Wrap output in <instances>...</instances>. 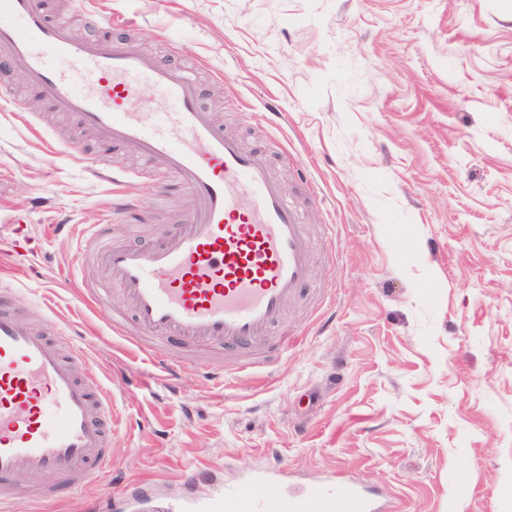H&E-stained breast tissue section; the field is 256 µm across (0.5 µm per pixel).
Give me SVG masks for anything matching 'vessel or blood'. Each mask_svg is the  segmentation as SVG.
<instances>
[{
	"mask_svg": "<svg viewBox=\"0 0 512 512\" xmlns=\"http://www.w3.org/2000/svg\"><path fill=\"white\" fill-rule=\"evenodd\" d=\"M16 17L21 27L4 24ZM0 51L22 62L28 85L58 112L74 114L105 147L118 146L173 174L195 206L188 221L145 249L113 243L104 224L77 231V270L105 267L135 313L143 348L175 367L171 346L246 355L263 350L287 302L311 272L305 225L265 155L245 150L198 104L194 79L154 63L108 34L78 41L49 21L43 0H0ZM168 106L132 108L143 87ZM0 289V512L19 493L17 475L41 482L35 500L77 488L91 467L111 464L112 396L82 379L63 333L18 311ZM262 472L225 486L204 512H388L379 491L340 474L282 499L260 493Z\"/></svg>",
	"mask_w": 512,
	"mask_h": 512,
	"instance_id": "b4317fda",
	"label": "vessel or blood"
}]
</instances>
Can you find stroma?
<instances>
[{
    "label": "stroma",
    "mask_w": 512,
    "mask_h": 512,
    "mask_svg": "<svg viewBox=\"0 0 512 512\" xmlns=\"http://www.w3.org/2000/svg\"><path fill=\"white\" fill-rule=\"evenodd\" d=\"M117 40L196 71L203 107L265 152L300 204L312 278L276 334L269 372L183 361L177 379L137 345L104 267L94 310L67 278L75 240L109 223L148 247L184 223L189 191L112 149L118 186L74 115L0 98V283L68 335L82 377L111 390L113 470L11 512H87L126 475L138 512L276 468L263 495L344 471L390 512H512V0H92ZM139 214L112 211L114 192ZM124 318L113 329L109 312ZM205 478L187 487L188 472Z\"/></svg>",
    "instance_id": "1"
}]
</instances>
